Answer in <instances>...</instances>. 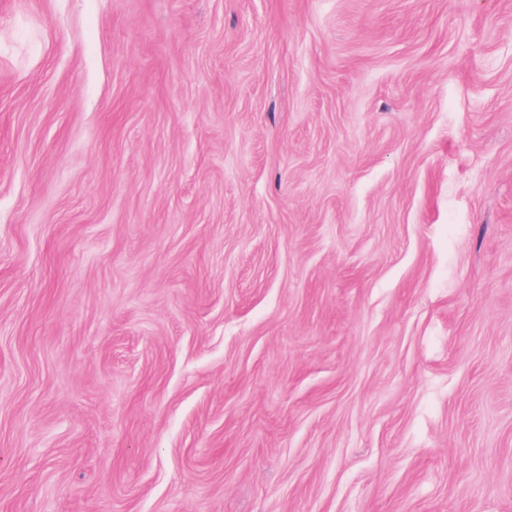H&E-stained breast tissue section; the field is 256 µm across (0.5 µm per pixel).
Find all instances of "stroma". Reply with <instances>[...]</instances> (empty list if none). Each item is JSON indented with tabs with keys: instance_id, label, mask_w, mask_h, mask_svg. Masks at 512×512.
I'll return each instance as SVG.
<instances>
[{
	"instance_id": "obj_1",
	"label": "stroma",
	"mask_w": 512,
	"mask_h": 512,
	"mask_svg": "<svg viewBox=\"0 0 512 512\" xmlns=\"http://www.w3.org/2000/svg\"><path fill=\"white\" fill-rule=\"evenodd\" d=\"M0 512H512V0H0Z\"/></svg>"
}]
</instances>
